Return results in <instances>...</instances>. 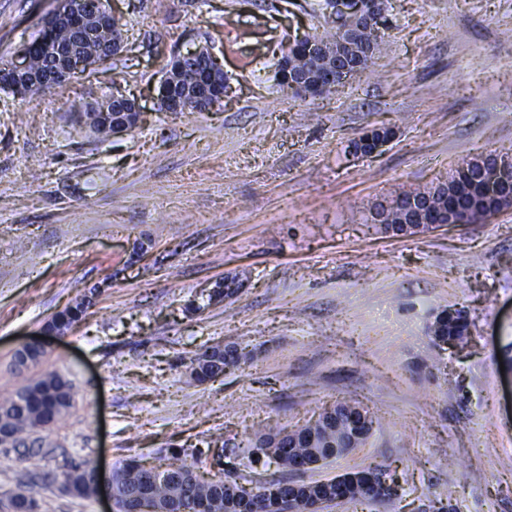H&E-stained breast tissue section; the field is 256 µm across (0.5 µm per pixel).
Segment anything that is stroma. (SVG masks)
I'll return each mask as SVG.
<instances>
[{
    "label": "stroma",
    "mask_w": 512,
    "mask_h": 512,
    "mask_svg": "<svg viewBox=\"0 0 512 512\" xmlns=\"http://www.w3.org/2000/svg\"><path fill=\"white\" fill-rule=\"evenodd\" d=\"M55 6L0 0V61ZM111 9L120 55L23 100L0 89V396L50 372L75 393L42 432L37 512H110L62 490L84 457L109 473L179 450L202 476L244 485L374 466L398 483L396 497L324 512H512V208L404 237L372 222L376 204L461 160L512 157V0H387L371 64L315 99L275 72L293 39L327 28L325 0ZM202 47L223 64V104L161 110L166 63ZM116 91L140 119L98 134L82 114ZM375 126L394 138L351 157ZM81 298L83 318L14 371L19 342ZM444 309L468 318L462 343L433 341ZM217 343L247 360L196 383L191 361ZM339 400L375 418L359 448L305 472L254 464L258 434Z\"/></svg>",
    "instance_id": "35a3bbf8"
}]
</instances>
